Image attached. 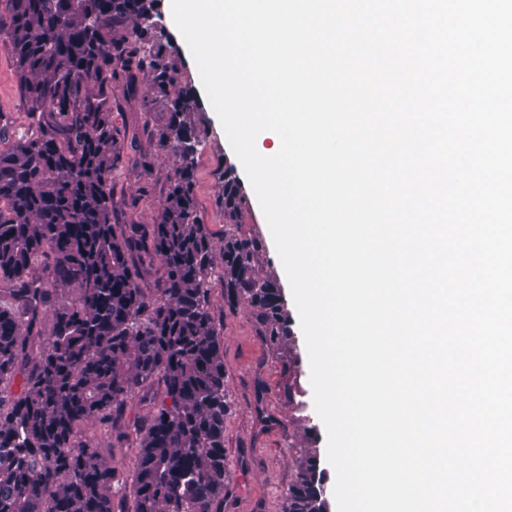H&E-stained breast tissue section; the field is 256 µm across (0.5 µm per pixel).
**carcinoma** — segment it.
<instances>
[{
  "instance_id": "1",
  "label": "carcinoma",
  "mask_w": 512,
  "mask_h": 512,
  "mask_svg": "<svg viewBox=\"0 0 512 512\" xmlns=\"http://www.w3.org/2000/svg\"><path fill=\"white\" fill-rule=\"evenodd\" d=\"M158 0H0V46L34 129L0 150V512H222L227 469L224 304L248 306L272 348L291 336L263 243L238 232L247 200L230 169L218 235L199 215L205 144L181 60L158 30ZM137 73L168 114L150 130L172 158L152 224L113 222L125 137L107 92ZM163 270L152 288L143 261ZM72 285L78 293L64 297ZM51 311L49 329L43 315ZM22 376L16 393L7 386ZM147 412L124 425L132 402ZM104 425L106 457L86 426ZM325 477L301 454L281 512H326Z\"/></svg>"
}]
</instances>
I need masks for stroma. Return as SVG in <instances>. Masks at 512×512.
<instances>
[{
	"label": "stroma",
	"instance_id": "obj_1",
	"mask_svg": "<svg viewBox=\"0 0 512 512\" xmlns=\"http://www.w3.org/2000/svg\"><path fill=\"white\" fill-rule=\"evenodd\" d=\"M158 10L169 36V49L183 64L179 86H189L196 94H203L200 75L166 0H159ZM135 84L137 96L128 95L120 87L109 93L112 122L125 130L127 136L126 161L117 169L113 180L114 215L119 224L154 222L171 169L168 161L157 156L145 129L146 124L163 122L165 115L159 111H141L139 96L146 93L149 82L140 74ZM0 116L5 119L0 126L7 132L6 138L0 140V147L4 149L34 125L12 60L1 49ZM202 125L206 138L198 160L197 199L205 223L218 232L224 225V216L216 205V198L222 191L220 175L224 169L237 168L238 163L211 105L203 107ZM145 156L151 159L147 169L138 164ZM143 184L149 188L148 195L138 204H131V187ZM240 230L260 238L264 244L258 272L277 282L292 319V335L279 349H272L258 336L248 307L225 309L224 381L230 411L224 424L229 472L224 512H281V493L294 473L298 455L303 449L313 448L319 459H326V439L314 406L309 356L299 313L256 200H249L241 216Z\"/></svg>",
	"mask_w": 512,
	"mask_h": 512
}]
</instances>
